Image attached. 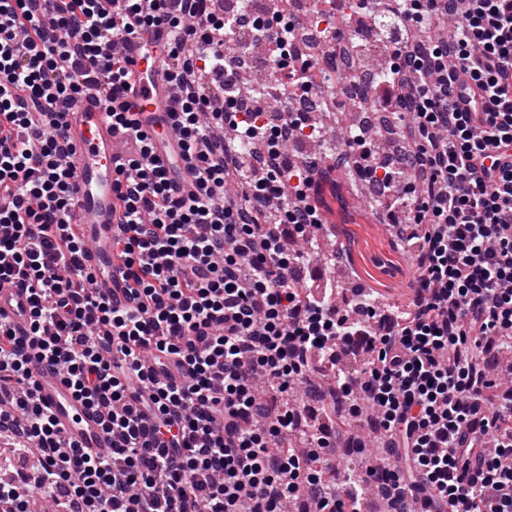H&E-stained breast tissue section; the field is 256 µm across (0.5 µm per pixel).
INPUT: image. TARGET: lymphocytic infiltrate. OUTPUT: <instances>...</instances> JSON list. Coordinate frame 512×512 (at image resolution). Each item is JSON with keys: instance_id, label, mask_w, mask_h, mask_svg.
<instances>
[{"instance_id": "obj_1", "label": "lymphocytic infiltrate", "mask_w": 512, "mask_h": 512, "mask_svg": "<svg viewBox=\"0 0 512 512\" xmlns=\"http://www.w3.org/2000/svg\"><path fill=\"white\" fill-rule=\"evenodd\" d=\"M384 1L398 37L367 100L408 115V143L395 166L373 158L357 173L415 265L401 312L364 285L340 304L332 281L295 276L316 265L325 225L321 171L281 161L318 124L266 104L324 93L311 62L291 59L296 23L253 22L272 79L248 94L226 62L241 20L215 0H0V285L31 303L30 335L0 318V437L20 465L0 478V512H33L37 495L54 512H287L304 495L314 512H344L369 476L387 512H512V380L497 376L512 354V0L359 5ZM440 15L453 34L414 39ZM161 24L194 189L153 158L140 116L113 109L138 148L114 183L112 264L129 286L117 309L69 223L63 113L103 70L102 97L133 92L110 47ZM350 346L371 354L367 367L337 369ZM33 354L107 407L111 448H77L33 403ZM173 369L189 383L168 380ZM296 385L363 417L390 464L323 480L336 421L290 402Z\"/></svg>"}]
</instances>
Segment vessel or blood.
Returning a JSON list of instances; mask_svg holds the SVG:
<instances>
[{"mask_svg": "<svg viewBox=\"0 0 512 512\" xmlns=\"http://www.w3.org/2000/svg\"><path fill=\"white\" fill-rule=\"evenodd\" d=\"M127 53L137 76L136 93L130 102L144 118L161 127L164 136L154 156L165 159L177 144L171 131L174 89L159 79L162 57L142 56L135 43ZM111 109V102L105 101L97 86L90 84L70 104L64 121L73 148L69 162L76 173L74 221L87 247L83 264L111 305L122 306L127 302L126 284L112 265L113 184L117 162L133 153L135 144L127 135L113 131ZM0 314L9 318L17 334H28L30 301L23 289L0 285ZM28 382L35 402L54 418L69 439L85 448L110 446L112 436L102 428V415L72 395L57 366L32 357L28 363Z\"/></svg>", "mask_w": 512, "mask_h": 512, "instance_id": "b4317fda", "label": "vessel or blood"}]
</instances>
